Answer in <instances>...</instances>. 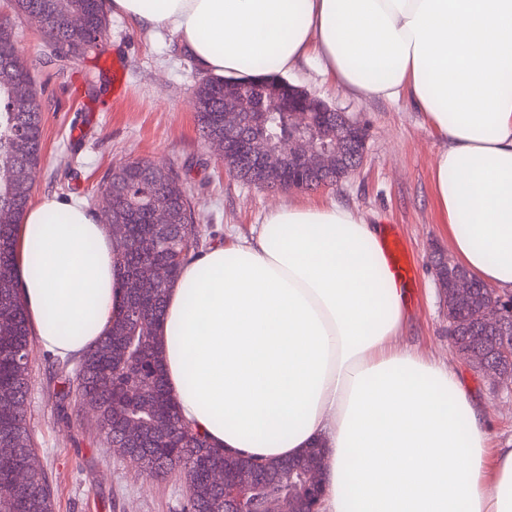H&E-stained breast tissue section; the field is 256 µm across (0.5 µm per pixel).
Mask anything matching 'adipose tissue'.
Listing matches in <instances>:
<instances>
[{
  "label": "adipose tissue",
  "mask_w": 512,
  "mask_h": 512,
  "mask_svg": "<svg viewBox=\"0 0 512 512\" xmlns=\"http://www.w3.org/2000/svg\"><path fill=\"white\" fill-rule=\"evenodd\" d=\"M176 37L204 73L288 74L316 57L362 98L410 96L439 138L435 204L467 272L512 294V0H109ZM379 225L283 203L251 237L183 266L158 328L184 420L258 460L326 448L321 512H512V448L458 374L403 344V291ZM16 264L39 347L80 358L116 316L112 235L75 196L43 195Z\"/></svg>",
  "instance_id": "obj_1"
}]
</instances>
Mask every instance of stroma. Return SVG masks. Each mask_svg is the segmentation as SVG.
<instances>
[{"label": "stroma", "instance_id": "1", "mask_svg": "<svg viewBox=\"0 0 512 512\" xmlns=\"http://www.w3.org/2000/svg\"><path fill=\"white\" fill-rule=\"evenodd\" d=\"M1 17L10 19L45 100L35 195H74L93 205L115 166L146 159L186 180L195 223L211 244L250 236L271 207L287 200L358 210L384 231H396L416 259L415 279L405 288V344L454 369L487 406L490 446L512 447V382L475 372L448 338V304L431 265L433 255L449 252L432 179L439 140L409 98L362 99L335 88L316 62L296 68L289 83L363 125L365 159L336 185L271 191L225 172L219 153L201 139L192 92L202 74L174 38L135 30L113 16L95 50L62 64L35 22L14 15L9 0H0ZM114 60L125 77L118 95L108 67ZM29 368L26 413L53 512H184L183 476L148 477L97 433L87 400H61V362L36 348Z\"/></svg>", "mask_w": 512, "mask_h": 512}]
</instances>
